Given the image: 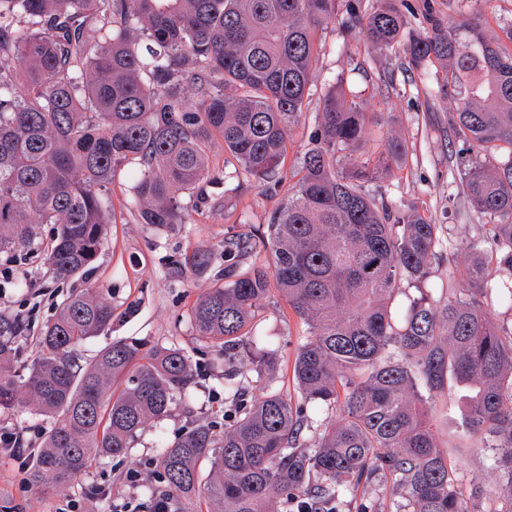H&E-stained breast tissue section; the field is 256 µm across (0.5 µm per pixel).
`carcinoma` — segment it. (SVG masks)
Returning a JSON list of instances; mask_svg holds the SVG:
<instances>
[{
  "label": "carcinoma",
  "instance_id": "1",
  "mask_svg": "<svg viewBox=\"0 0 512 512\" xmlns=\"http://www.w3.org/2000/svg\"><path fill=\"white\" fill-rule=\"evenodd\" d=\"M342 5L346 32L439 74V92L456 104L459 153L471 154L459 193L492 219L497 263L512 273V50L470 20L418 30L400 10L364 12L359 0H0V254L51 224L52 276L87 272L106 235L107 185L130 163L139 223H186L184 199L209 176L215 135L244 176L269 182L310 95L315 31ZM321 104L276 221L259 238H224V284L190 314L217 354L247 344L264 395L250 398L226 371L224 431L195 422L161 444L167 512L331 507L342 490L387 474L406 501L397 512H473L432 428L448 377L469 400L455 447L480 436L512 499V327L492 317L496 304L512 309V276H487L478 253L463 273L470 287L444 301L424 291L439 225L368 195L369 161L342 166L339 153L368 138L356 92L339 79ZM385 153L401 162L402 140L388 137ZM260 246L272 266L238 270L234 259ZM271 278L307 326L293 363L299 403L269 382L272 338L254 323ZM402 281L419 296L399 309ZM112 317L98 296L69 292L19 375V323L0 314V409L25 405L51 419L26 471L32 487L64 490L94 458L127 456L150 424L192 398L190 361L175 345L118 340L80 363L76 349ZM324 406L338 410L328 425L313 414Z\"/></svg>",
  "mask_w": 512,
  "mask_h": 512
}]
</instances>
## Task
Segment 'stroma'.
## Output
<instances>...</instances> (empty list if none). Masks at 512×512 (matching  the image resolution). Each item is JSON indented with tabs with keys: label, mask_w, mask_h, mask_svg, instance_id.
I'll list each match as a JSON object with an SVG mask.
<instances>
[{
	"label": "stroma",
	"mask_w": 512,
	"mask_h": 512,
	"mask_svg": "<svg viewBox=\"0 0 512 512\" xmlns=\"http://www.w3.org/2000/svg\"><path fill=\"white\" fill-rule=\"evenodd\" d=\"M427 3L443 21L475 19L494 37H504L512 27V0H493L481 11L470 0H388L389 6L399 10L412 7L409 21L416 28L426 25L423 6ZM315 48L311 95L287 130V155L280 167L279 184L261 186L236 177V162L216 136L210 143V177L201 185V200L189 202L186 223L171 227L139 223L131 177L124 173L107 190L110 221L101 251L89 271L71 280L69 286L56 283L48 271L50 225H38L31 247L0 254V313L18 319L21 326L14 338L16 372H23L31 362L41 326L73 287L96 292L115 313L111 330L79 347L81 361L92 359L98 350L123 338L150 347L174 344L190 358L196 392L191 410L175 407L170 417L146 428L128 456L96 459L80 479L62 491L27 487L25 464L0 450V512H135L136 506L149 503L157 484L158 435L174 438L195 421L223 423L228 407L224 373L213 369V352L198 339L190 322L191 308L201 294L220 282L225 236L265 231L284 207L301 176L302 156L313 145L320 121L319 100L337 78H344L358 91L359 103L371 117L369 140L358 151V159L377 163L391 135L405 144L403 162L380 167L376 177L366 183V191L390 205L424 212L438 224L441 239L449 243L439 251L427 281L433 297L444 298L449 289L464 287L461 271L475 243L485 257L487 274L499 277L485 219L456 189L461 158L451 131L455 104L438 93L433 69L408 71L402 57L380 51L361 36L346 34L339 23L317 30ZM203 252L211 258L207 269L178 273L179 263ZM134 299L139 302L137 314L125 316L127 303ZM257 321L273 336L278 349L274 387L299 399L292 362L297 340L305 333L303 322L275 290L258 309ZM435 405V429L444 444L454 434L467 403L461 389L451 383L436 396ZM50 426L48 418L22 406L0 410V431L19 434L30 448L38 447ZM448 459L457 472L461 492L476 512H512V501L498 493L490 449L473 439L467 447L449 449ZM366 498L373 499L376 512H396L397 497L388 476L346 492L337 505L338 512H355Z\"/></svg>",
	"instance_id": "1"
}]
</instances>
